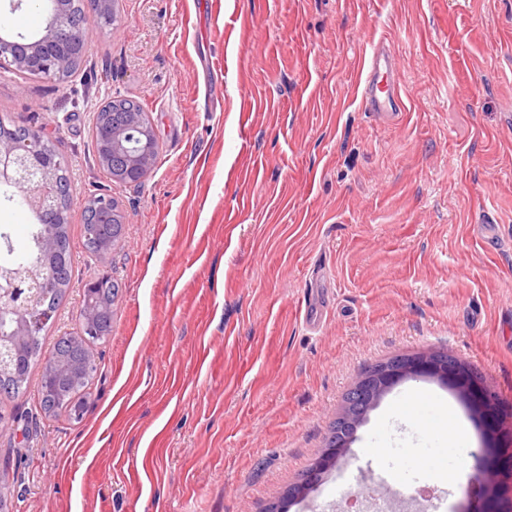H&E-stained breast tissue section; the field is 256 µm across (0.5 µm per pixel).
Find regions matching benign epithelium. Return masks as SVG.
<instances>
[{
  "instance_id": "1",
  "label": "benign epithelium",
  "mask_w": 512,
  "mask_h": 512,
  "mask_svg": "<svg viewBox=\"0 0 512 512\" xmlns=\"http://www.w3.org/2000/svg\"><path fill=\"white\" fill-rule=\"evenodd\" d=\"M48 12L47 25L39 38L0 35V67H9L19 73L35 70L58 79L68 77L75 58L66 51L44 54L47 45L65 41L73 46L88 41L90 25L75 37L63 39L62 33L70 27L69 0H44ZM150 126L145 113L134 112L127 124L114 127L107 121L106 113L95 114L92 133L105 140L109 154L101 158L102 164L112 168V154L124 155L127 165L113 172L112 180L118 184L132 178L141 183L148 178L154 166L148 145L142 135ZM47 150L36 131L20 140L5 132L0 135V187L13 189L25 207L43 222L39 240L41 252L51 254L57 248V226L44 220L60 211L61 200L57 186L61 181L58 166L43 163L40 158ZM86 205L103 211L109 224L125 223L112 196H91ZM55 278L52 270L42 263H35L22 271L0 276V321L9 318L7 328L0 327V350L20 352L27 338L37 336L53 315L50 309L39 304V292L46 280ZM410 379L435 380L454 391L473 413L489 417L493 401L486 387L474 378L464 363L439 351H422L400 356L389 362L378 363L354 383L352 390L368 398L367 409H372L381 398L398 384ZM350 439L336 441V448L316 458L314 464L330 469L339 467L346 460Z\"/></svg>"
}]
</instances>
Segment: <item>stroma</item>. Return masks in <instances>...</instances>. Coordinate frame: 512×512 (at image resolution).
<instances>
[{
    "mask_svg": "<svg viewBox=\"0 0 512 512\" xmlns=\"http://www.w3.org/2000/svg\"><path fill=\"white\" fill-rule=\"evenodd\" d=\"M63 81L0 68V115L67 160L72 277L44 353L79 329L83 288L122 283L81 422L37 413L41 366L0 412V486L14 512H265L318 457L372 364L444 351L495 398L490 422L447 387H394L358 429L343 471L288 512H345L393 469L467 512L456 465L512 457V0H116ZM398 54L410 104L384 123L355 75L377 40ZM122 96L159 143L149 179L104 174L92 124ZM105 186L122 243L90 254L84 201ZM323 304L320 325L303 320ZM445 400L469 428L455 464L420 469L448 435L404 403Z\"/></svg>",
    "mask_w": 512,
    "mask_h": 512,
    "instance_id": "stroma-1",
    "label": "stroma"
}]
</instances>
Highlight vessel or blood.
Instances as JSON below:
<instances>
[{
    "label": "vessel or blood",
    "instance_id": "vessel-or-blood-1",
    "mask_svg": "<svg viewBox=\"0 0 512 512\" xmlns=\"http://www.w3.org/2000/svg\"><path fill=\"white\" fill-rule=\"evenodd\" d=\"M356 89L365 111L381 120H391L406 111L407 94L401 84L397 55L385 42L372 48L367 63L362 64Z\"/></svg>",
    "mask_w": 512,
    "mask_h": 512
}]
</instances>
